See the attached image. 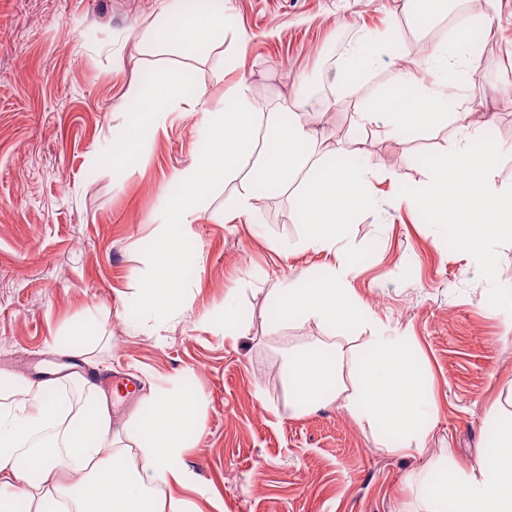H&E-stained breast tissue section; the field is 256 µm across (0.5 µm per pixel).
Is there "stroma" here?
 Returning a JSON list of instances; mask_svg holds the SVG:
<instances>
[{
	"instance_id": "obj_1",
	"label": "stroma",
	"mask_w": 512,
	"mask_h": 512,
	"mask_svg": "<svg viewBox=\"0 0 512 512\" xmlns=\"http://www.w3.org/2000/svg\"><path fill=\"white\" fill-rule=\"evenodd\" d=\"M401 2L193 0L195 12L223 5L224 37L175 52L157 39L165 0H0V371L36 379L38 362H66L63 338L85 324L97 341L76 364L140 381L114 417L145 411L156 386L193 391L202 431L184 460L196 479L176 494L198 512H422L414 476L425 461L475 464L486 457L489 426L512 419V318L503 313L512 304V243H497V263L486 269L408 203L433 171L415 154L450 164L456 124L394 139L380 125L353 123L393 74L427 77L421 42L434 47L455 33L447 19L423 21ZM487 13V77L462 98L481 100L471 123L496 128L507 146L493 184L508 193L512 100L495 92L512 85V0ZM357 27L389 31L404 50L345 90L336 45ZM161 67L228 104L244 84L259 114L287 111L310 85L321 158L360 144L374 199L335 254L302 245L305 180L240 212L233 199L248 176L234 170L180 235L181 307L129 317L154 272L153 243L172 233L153 221L169 176L199 148L196 117L175 112L164 133L135 143L131 163L111 155L137 103L131 86ZM332 264L345 267L352 298L373 322L269 321L275 283L317 278ZM228 303L243 314L242 334L224 333ZM381 326L406 338L424 379L434 424L422 457L385 452L381 430L338 404L299 415L291 406L281 369L288 350L331 339L348 360Z\"/></svg>"
}]
</instances>
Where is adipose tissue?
I'll list each match as a JSON object with an SVG mask.
<instances>
[{
  "label": "adipose tissue",
  "mask_w": 512,
  "mask_h": 512,
  "mask_svg": "<svg viewBox=\"0 0 512 512\" xmlns=\"http://www.w3.org/2000/svg\"><path fill=\"white\" fill-rule=\"evenodd\" d=\"M165 14L171 49L224 34L222 10L193 18L171 0ZM393 41L387 32L354 30L343 53L340 84L351 85L358 75L370 73ZM461 71L476 83L485 78L480 50L465 29L435 47L430 80L394 74L389 86L373 94L356 114L363 124L384 116L394 136L450 120L457 123L460 137L453 145L452 163L433 173L412 205L450 225L457 242L490 268L496 260L492 244L512 239V194L492 186L499 147L475 150L480 134L448 92ZM133 92L150 104L139 112L135 129L159 132L172 112L199 116V150L190 164L172 173L177 190L160 223L178 230L195 223L211 187L230 171L256 169L265 185L280 189L306 169L311 189L302 199L303 244L332 253L370 201L366 170L314 159L317 132L303 113L257 114L241 91L228 109L215 103L206 88H188L185 77L165 69ZM179 264L175 240H159L155 273L137 290L143 313H155L162 302L171 307L181 303ZM272 294L282 317L303 325L346 326L370 317L367 308L351 299L336 270L299 285L275 284ZM351 367L357 382L349 389L341 383L342 359L331 346L288 352L282 369L294 409L340 403L351 415L398 437L399 450L423 454L431 422L404 339L373 337L369 351L353 357ZM199 431L197 397L180 388L154 390L149 415L129 423L114 419L105 395L80 373L36 382L10 380L0 385V512H14L19 499L26 502L27 512H194L174 490L194 480L184 453ZM497 439L495 466H446L426 489L428 512H512V421L499 429Z\"/></svg>",
  "instance_id": "ef3b65f1"
}]
</instances>
